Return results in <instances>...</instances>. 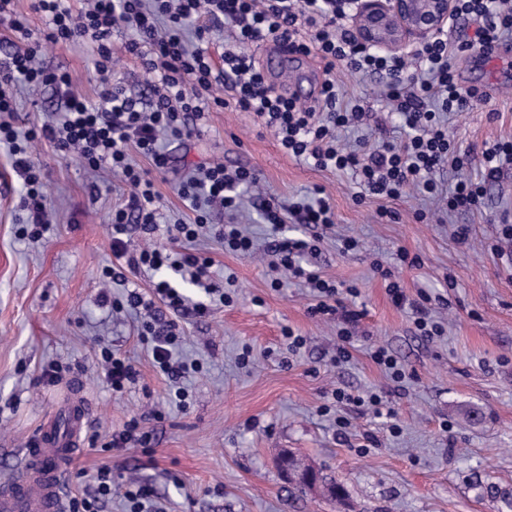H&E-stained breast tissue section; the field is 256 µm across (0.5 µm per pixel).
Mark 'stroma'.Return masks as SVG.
Masks as SVG:
<instances>
[{
	"instance_id": "1",
	"label": "stroma",
	"mask_w": 512,
	"mask_h": 512,
	"mask_svg": "<svg viewBox=\"0 0 512 512\" xmlns=\"http://www.w3.org/2000/svg\"><path fill=\"white\" fill-rule=\"evenodd\" d=\"M125 39L124 31L112 34V76L136 98L150 100L153 77L122 53ZM42 58L72 71L76 93L95 99L97 74L85 47L50 46ZM334 74L344 98L382 120L387 139L402 137V120L388 111L374 80L354 78L341 66ZM458 74L463 83L490 91L491 101L450 117L448 133L457 147L479 153L512 140V50H501L490 65L464 56ZM168 150L191 163L254 169L264 188L282 198L324 188L335 222L322 231L320 251L309 263L358 288L345 300L360 314L347 326L350 362L332 365L337 322L309 314L312 300L299 282L272 287L260 252L232 253L215 239L196 241L214 261L215 281L234 280L228 305L184 284L185 305L173 311L153 293L156 272L129 271L124 281L104 283L103 268L122 265L112 255L111 220L128 189L115 180L93 194L79 163L62 158L47 141L35 144L32 154L55 220L42 241L23 239L22 182L0 148V179L8 183L0 194V483L13 478L40 421L54 415L77 383L91 407L88 433L120 430L135 417L153 436L152 455L134 448L114 467L104 512H127L122 487L133 479L152 485L161 512H336L324 497L299 493L284 481L277 467L283 449L332 474L347 492V512H507L504 501L484 489L512 493V240L501 234L502 222L512 223V170L487 183L481 212L455 213L437 224L416 221V212H433L437 202L412 190L390 202L397 220L378 219V200L355 202L351 175L289 157L273 131L248 112L213 109L191 149L174 140ZM178 179L175 172L154 177L162 219L154 242H163L168 222L193 217L174 189ZM460 224L470 228L464 245L453 238ZM347 237L359 241L358 250L342 252ZM400 249L418 264L395 263ZM376 260L392 264L409 298L430 297L446 336L428 342L417 335L409 308L395 306L374 276ZM134 288L163 318L176 321L180 356L201 365L177 383L187 391L186 407L173 400L177 384L153 366L139 336V312L116 314L100 302L101 294L120 299ZM200 303L208 308L202 316L195 312ZM287 328L307 340L288 366L282 363ZM104 344L133 363L138 386L120 394L107 387ZM375 345L389 348L412 372L404 389H395L372 361ZM245 348L251 363L244 368L238 356ZM51 360L72 366V373L40 382ZM337 387L355 395L378 392L385 415L350 406V427H337L335 413L322 410ZM466 407L480 410L479 422L463 418ZM393 423L399 433L390 432Z\"/></svg>"
}]
</instances>
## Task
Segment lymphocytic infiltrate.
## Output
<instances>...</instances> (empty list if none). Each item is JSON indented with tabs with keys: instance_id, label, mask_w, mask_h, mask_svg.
I'll list each match as a JSON object with an SVG mask.
<instances>
[{
	"instance_id": "f902f5d3",
	"label": "lymphocytic infiltrate",
	"mask_w": 512,
	"mask_h": 512,
	"mask_svg": "<svg viewBox=\"0 0 512 512\" xmlns=\"http://www.w3.org/2000/svg\"><path fill=\"white\" fill-rule=\"evenodd\" d=\"M30 9L45 20L40 40L0 54V145L8 146L24 188L21 208L26 218L21 235L41 238L52 222L42 169L31 156L32 142L44 139L63 156L75 157L87 171L107 172L130 186L126 203L112 211L111 243L113 255L124 259L129 270L170 269L205 284L207 292L225 304L231 296L212 281L213 259L191 244L205 234L231 252L255 250L241 222L239 194L240 187L257 185L254 170L229 168L220 162L194 165L191 174L175 185L178 196L193 211V220L169 225L163 244L137 249L127 237L132 224L148 235L156 229L152 175L171 167L165 141L197 138L205 113L213 108L253 113L274 130L284 153L321 170L352 174L359 202L369 197L395 199L413 186L437 197L448 211L473 212L482 205L486 182L512 166V141L494 143L477 158L472 151L457 148L447 125L439 120L440 113L466 112L488 103L487 92L460 83L456 62L462 54L499 48L512 39V0H455L457 18L472 21L474 34L461 42L443 37L417 47L412 59L426 71L420 81L409 75L410 59L380 54L358 43L343 15L337 14L336 0H83L77 10L70 0H31ZM121 29L130 34L125 53L141 60L155 77L150 106H140L124 86L112 80V33ZM216 31L225 34L224 50L217 58L210 51ZM270 40L288 41L302 56L322 63L324 78L314 100L299 102L270 83L252 53ZM58 44L90 47L98 75L95 100L75 93L70 71L43 66V46ZM339 65L351 75L376 79L408 130L405 138L382 139L372 146L363 141L355 147L341 140V129L365 126L368 114L361 105L341 101L331 76ZM22 84L31 90L51 87L57 99V121L20 130L15 123L14 91ZM223 84L230 87L225 98L214 93ZM136 153L150 160L151 169L133 161ZM448 165L461 173L477 166L481 173L475 179L462 174L446 193L436 174ZM253 203L272 228L265 244L272 270L288 272L310 288L315 299L310 315L326 320L339 317L345 325L356 321L358 312L343 309L341 297L357 295V288L341 287L303 264L304 256L316 254V240L278 233L288 220L333 224L327 198L317 195L306 203L287 204L263 193ZM372 270L384 280L392 302L409 307L420 336L430 341L444 336L446 329L429 308L428 296L408 300L389 268L377 261ZM127 307L150 313L142 337L151 346L157 372L172 380L185 377L189 365L174 357L181 343L176 324L152 313L151 303L136 291L127 292L116 305L120 311Z\"/></svg>"
}]
</instances>
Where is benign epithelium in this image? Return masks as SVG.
I'll list each match as a JSON object with an SVG mask.
<instances>
[{
    "label": "benign epithelium",
    "instance_id": "benign-epithelium-1",
    "mask_svg": "<svg viewBox=\"0 0 512 512\" xmlns=\"http://www.w3.org/2000/svg\"><path fill=\"white\" fill-rule=\"evenodd\" d=\"M346 7L357 40L393 55L446 31L455 0H348Z\"/></svg>",
    "mask_w": 512,
    "mask_h": 512
}]
</instances>
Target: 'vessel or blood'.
Here are the masks:
<instances>
[{
  "label": "vessel or blood",
  "instance_id": "obj_1",
  "mask_svg": "<svg viewBox=\"0 0 512 512\" xmlns=\"http://www.w3.org/2000/svg\"><path fill=\"white\" fill-rule=\"evenodd\" d=\"M62 414L67 432L58 433L55 418L45 419L23 450L13 479L0 485V512H64L67 469L83 443L90 408L77 399Z\"/></svg>",
  "mask_w": 512,
  "mask_h": 512
}]
</instances>
